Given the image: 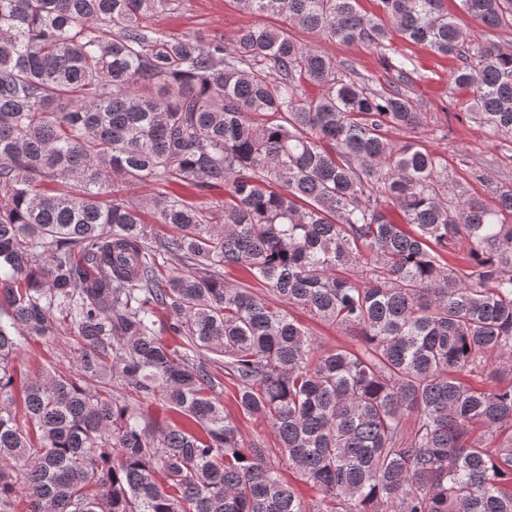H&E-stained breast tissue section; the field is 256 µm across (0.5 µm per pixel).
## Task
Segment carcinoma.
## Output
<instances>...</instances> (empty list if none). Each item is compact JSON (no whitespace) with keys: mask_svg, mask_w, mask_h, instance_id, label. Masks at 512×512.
Listing matches in <instances>:
<instances>
[{"mask_svg":"<svg viewBox=\"0 0 512 512\" xmlns=\"http://www.w3.org/2000/svg\"><path fill=\"white\" fill-rule=\"evenodd\" d=\"M462 2L512 28V0ZM236 3L369 43L391 80L286 29L143 24L180 0H0V512L21 489L27 512H512V183L474 167L486 193L458 190L446 156L390 138L424 115L410 59L387 54L396 31L456 56L461 105L512 144V50H470L445 0H380L382 19ZM231 266L249 278L225 282ZM296 309L362 348L325 347ZM58 315L76 371L16 385L21 342ZM226 379L278 460L224 412Z\"/></svg>","mask_w":512,"mask_h":512,"instance_id":"1","label":"carcinoma"}]
</instances>
